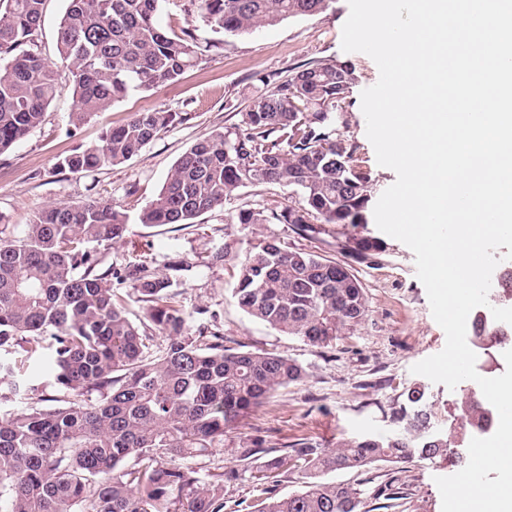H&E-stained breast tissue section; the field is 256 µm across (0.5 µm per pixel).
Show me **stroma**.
Returning a JSON list of instances; mask_svg holds the SVG:
<instances>
[{
  "instance_id": "obj_1",
  "label": "stroma",
  "mask_w": 512,
  "mask_h": 512,
  "mask_svg": "<svg viewBox=\"0 0 512 512\" xmlns=\"http://www.w3.org/2000/svg\"><path fill=\"white\" fill-rule=\"evenodd\" d=\"M348 14L347 0H332L320 15L227 36L195 20L190 0H163L161 24L176 32L191 29L203 53L197 66L175 82L115 102L76 127L70 122L72 95L62 91L47 108L43 123L0 154V215L15 231H22L38 209L51 203L97 199L120 205L130 218L128 233L125 242L103 251L104 265L121 271L149 262L152 270L175 282L189 329L204 320L223 333L226 347L277 352L304 367L301 381L275 392L241 418L225 434L223 447L195 459L204 476L220 466H236V450L250 438L262 439L268 448L299 442L332 448L344 439L390 434L391 415L402 392L422 381L421 375L412 373V366L445 346V333L432 316L426 289L416 276L415 256L406 245L383 237L384 252L363 263L351 262L349 239L379 236L375 222L356 228L316 223L301 235L289 224L232 223V216L245 206L270 209L291 204L288 191L279 187L243 189L223 208L184 229L147 227L136 221L187 148L239 122L257 74L282 81L311 61L338 59L356 70L358 81L343 111L335 115L336 126L357 146L371 175V196L379 198L396 175L378 165L361 109V93L377 82L379 70L368 55L342 50V26ZM154 108L187 112L191 118L161 132L125 164L90 175L57 170L59 158L98 143L106 128L124 122L131 113ZM260 237L351 262L368 299L364 321L331 344L314 346L242 312L232 297L234 268L214 262L213 257L227 250L242 253ZM200 307L206 308L205 317H198ZM460 469L454 462L415 459L400 465L379 463L359 472L339 471L332 478L360 485L367 512L384 506L386 494L397 490L416 512H441L434 479Z\"/></svg>"
}]
</instances>
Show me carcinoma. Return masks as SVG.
<instances>
[{
    "label": "carcinoma",
    "instance_id": "cac0c4a2",
    "mask_svg": "<svg viewBox=\"0 0 512 512\" xmlns=\"http://www.w3.org/2000/svg\"><path fill=\"white\" fill-rule=\"evenodd\" d=\"M160 0H66L55 59L38 52L45 0H0V153L43 122L65 87L76 102L71 124L108 109L133 91L176 81L202 53L190 29L176 34L158 20ZM198 17L238 36L284 20L321 14L329 0H194ZM238 124L194 143L171 168L159 194L138 214L145 226L193 225L243 188L279 185L301 195L297 206L266 212L242 207L233 224H291L299 233L323 224H364L370 173L357 146L342 138L330 114L343 110L357 82L345 61L308 62L284 81L258 78ZM190 120L188 112H135L100 142L60 158L56 169L86 174L137 156L161 132ZM128 217L97 199L49 204L22 235L0 224V512H224V485L256 470L264 484L255 512H366L362 491L336 482V471L417 457L459 462L471 438L496 420L479 386L468 384L454 416L432 423L425 387L405 390L387 436L344 440L334 448L299 442L266 448L251 438L240 466L205 480L187 460L224 445V433L275 391L303 379L295 360L269 351L224 346L201 324L188 331L172 279L142 263L124 272L101 269V251L124 241ZM385 249L377 237L353 239L359 261ZM236 269L232 295L250 317L312 345L325 346L362 323L368 301L351 266L314 251L258 239L242 255L214 256ZM128 280L146 316L168 345L130 319L112 279ZM489 302H512V276ZM505 326L474 316L471 343L489 355L505 347ZM47 362L39 391L31 365ZM95 400H90L91 395ZM261 454L268 460L254 467ZM292 471L303 489L271 495L268 484Z\"/></svg>",
    "mask_w": 512,
    "mask_h": 512
}]
</instances>
